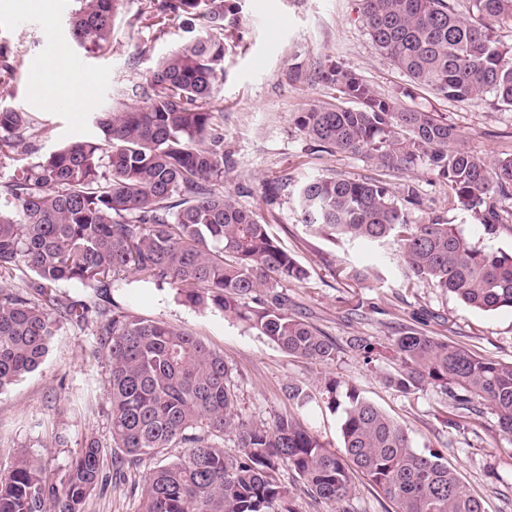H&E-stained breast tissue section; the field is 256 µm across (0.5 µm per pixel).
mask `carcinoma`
Returning <instances> with one entry per match:
<instances>
[{"label": "carcinoma", "mask_w": 512, "mask_h": 512, "mask_svg": "<svg viewBox=\"0 0 512 512\" xmlns=\"http://www.w3.org/2000/svg\"><path fill=\"white\" fill-rule=\"evenodd\" d=\"M464 16L454 0H359L378 53L410 82L404 97L425 89L438 99L470 102L492 96L512 110V48L494 25L512 27V0H471ZM70 21L87 52L112 40L122 0H79ZM202 30L162 58L133 103L98 112L103 138L72 142L33 158L0 186V272L23 267L26 286L0 283V393L44 361L59 329L93 326L92 354L108 368L113 464H137L172 447L177 461L156 466L140 512H290L288 489L275 479L295 471L310 492L349 512L356 472L394 504L395 512H484L481 500L433 451H418L406 429L354 388L334 377L319 394L339 414L346 458L292 417L270 424L244 420L230 387L224 355L164 321L136 317L112 296L119 281L169 287L183 302L219 309L291 356L315 364L335 360L336 344L293 316L284 281L307 270L272 237L266 222L214 189L224 179V134L210 110L224 71V0H145ZM318 79L356 107L329 105L299 113V130L323 151L360 155L387 176L424 164L448 181L460 209L488 234L512 200V156L493 162L464 147L447 120L383 98L339 63ZM25 112L0 108V152L38 138ZM299 222L312 233L392 249L409 282L454 294L483 312L512 309V253L486 250L455 225L432 217L417 223V190L393 195L382 178L320 176L296 187ZM357 284L380 280L370 266H347ZM62 284L88 290L74 301ZM400 371L391 384L409 393L441 388L461 409L495 411L512 436V365L504 366L421 332L393 339ZM232 434L239 454L224 453ZM105 448L91 437L56 480L36 458L19 455L0 473V512H82L104 481Z\"/></svg>", "instance_id": "1"}]
</instances>
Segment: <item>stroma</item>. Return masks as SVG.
<instances>
[{
  "label": "stroma",
  "instance_id": "1",
  "mask_svg": "<svg viewBox=\"0 0 512 512\" xmlns=\"http://www.w3.org/2000/svg\"><path fill=\"white\" fill-rule=\"evenodd\" d=\"M224 29L227 52L211 107L221 115L224 133V180L220 192L231 193L258 213L271 233L309 271L301 282L285 284L290 313L313 324L336 342V359L314 365L292 357L267 337L233 317L177 299L171 289L135 282L114 288V299L136 316L160 320L191 332L220 352L231 370L240 417L273 421L290 413L311 427L327 448L343 455L339 416L319 407L288 404L283 388L303 384L317 393L325 376L354 387L408 432L414 448L434 449L456 468L464 484L484 501L486 512H512V437L499 432L489 406L480 415L456 409L439 388L425 385L402 393L388 379L400 366L391 344L395 336L417 330L463 347L484 358L512 364V309L482 312L424 283L411 284L389 260L374 284L344 278L347 263L374 264L371 247L337 241L307 231L297 221L294 188L281 189L267 203L264 186L288 173L294 179L333 174L375 177L366 159L314 150L299 132L295 117L312 105L338 103L336 90L323 85L319 70L338 62L354 70L381 95L393 96L406 76L381 57L364 26L358 0H227ZM76 0H48L47 13H24L0 0V47L11 68L0 74V107L28 113L42 130L39 153L70 141L100 137L93 117L145 83L157 61L189 37L182 18L168 15L164 24L141 11V0H124L111 46L87 53L73 41L68 17ZM82 58L89 77L79 86L62 80L59 90L74 95L80 107L67 111L38 94L37 71L48 60ZM406 106L426 108L447 118L462 143L490 159L512 155V112L491 100L457 103L417 90ZM413 182L424 205L415 220L439 215L472 242L493 251H512V223L488 235L468 212L453 203L446 181L418 166ZM363 347H356V340ZM91 329L63 326L43 363L0 393V471L19 453L41 463L47 475L64 473L89 437L111 446L107 403V368L91 354ZM64 443H56V435ZM155 466L146 460L110 477L86 499L83 512H140L142 490Z\"/></svg>",
  "mask_w": 512,
  "mask_h": 512
}]
</instances>
